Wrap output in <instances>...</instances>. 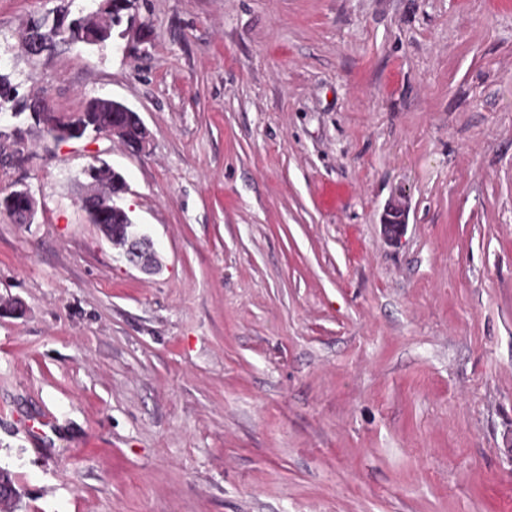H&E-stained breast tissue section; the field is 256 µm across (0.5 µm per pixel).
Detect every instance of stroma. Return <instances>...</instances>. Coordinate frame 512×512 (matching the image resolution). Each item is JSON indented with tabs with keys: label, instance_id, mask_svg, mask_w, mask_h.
<instances>
[{
	"label": "stroma",
	"instance_id": "stroma-1",
	"mask_svg": "<svg viewBox=\"0 0 512 512\" xmlns=\"http://www.w3.org/2000/svg\"><path fill=\"white\" fill-rule=\"evenodd\" d=\"M57 5L0 0V73L149 142L0 113L16 512H512V0H137L32 62ZM101 163L153 272L81 206ZM93 102L95 108H110L113 104L114 108L120 110V112H112L107 109H101L98 112H89L91 106L89 105V103H87L81 112H77L66 117L58 115V118L60 120H70L87 124L92 128L94 127L95 131H97L98 133L105 132L106 135L110 137L116 136L121 140L124 137L125 129L124 142L127 145V147H132L134 143L139 139L141 134V137L135 144L133 150L137 152L144 150L147 142V131L136 113H134L126 106L111 99L95 98ZM128 113H134L133 115L138 121ZM116 122H120L123 125L124 129L121 126H112V124ZM138 122L141 127V132L139 129ZM11 193V192H10ZM10 193L0 197L3 200ZM3 207L7 208L8 211H12L15 205H18L14 209V216L21 224H30L33 222L37 213V201L28 188L22 186L20 189L14 190L8 200L4 201Z\"/></svg>",
	"mask_w": 512,
	"mask_h": 512
}]
</instances>
